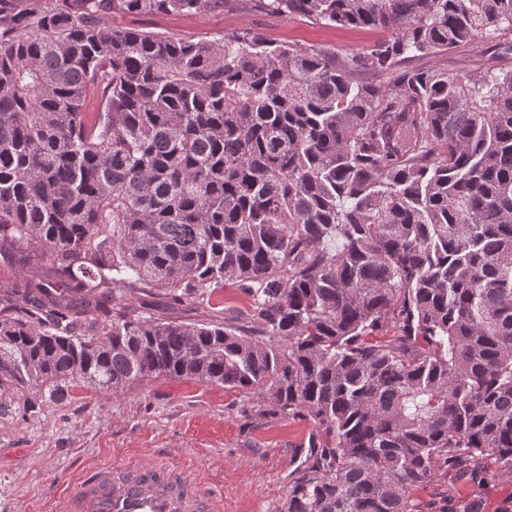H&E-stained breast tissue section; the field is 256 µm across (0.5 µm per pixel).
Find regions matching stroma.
<instances>
[{
	"mask_svg": "<svg viewBox=\"0 0 512 512\" xmlns=\"http://www.w3.org/2000/svg\"><path fill=\"white\" fill-rule=\"evenodd\" d=\"M113 25L196 38L252 30L279 44L326 47L338 58L362 51L389 33L377 28L331 27L309 19L277 17L250 0L195 15L114 17ZM416 67L457 71L480 65L512 67V52L500 39H486L452 52L416 60ZM148 314L173 321L208 322L216 311L249 313L252 300L226 284L209 304H178L164 293L144 297ZM0 413V512H56L60 494L100 464L129 457H166L224 493V512H280L311 451L313 426L304 418L255 412L254 396L187 379L160 377L97 391L72 383L59 401ZM480 496L484 512H499L512 498V477L492 465L479 482L440 475L409 493L410 512H447L449 501Z\"/></svg>",
	"mask_w": 512,
	"mask_h": 512,
	"instance_id": "stroma-1",
	"label": "stroma"
}]
</instances>
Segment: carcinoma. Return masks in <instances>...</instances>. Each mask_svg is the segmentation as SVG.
<instances>
[{
    "instance_id": "1",
    "label": "carcinoma",
    "mask_w": 512,
    "mask_h": 512,
    "mask_svg": "<svg viewBox=\"0 0 512 512\" xmlns=\"http://www.w3.org/2000/svg\"><path fill=\"white\" fill-rule=\"evenodd\" d=\"M220 0H0V413L160 376L301 416L282 512H409L512 462V69L405 62L512 33V0H254L391 36L339 60L112 25ZM98 98L102 112H90ZM175 322L127 298L204 301ZM140 290L128 292V297L135 303L146 300V304L142 310L150 315L152 313L160 314L173 321H186V322H210L211 320L218 321L228 317L229 310H237L241 313H250L252 311V299L245 295L237 286L227 283L224 288H221L213 293L210 298V303L216 310H223L224 314L216 317L215 313L208 308L206 303H183L178 304L171 300L163 292H157L151 297L144 296ZM228 310L225 315V310Z\"/></svg>"
}]
</instances>
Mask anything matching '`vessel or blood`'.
<instances>
[{
    "mask_svg": "<svg viewBox=\"0 0 512 512\" xmlns=\"http://www.w3.org/2000/svg\"><path fill=\"white\" fill-rule=\"evenodd\" d=\"M62 512H224V494L176 461L130 458L97 467L77 481Z\"/></svg>",
    "mask_w": 512,
    "mask_h": 512,
    "instance_id": "b4317fda",
    "label": "vessel or blood"
}]
</instances>
